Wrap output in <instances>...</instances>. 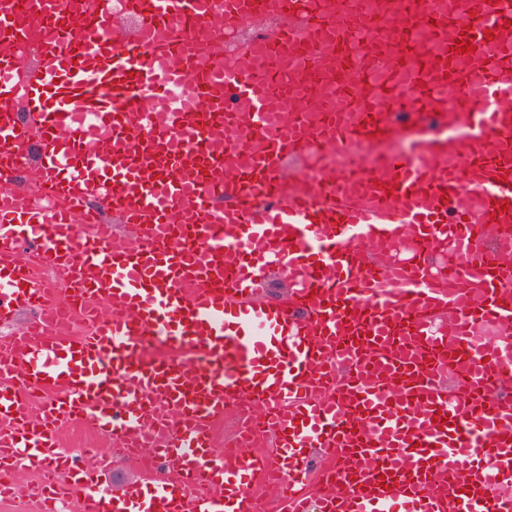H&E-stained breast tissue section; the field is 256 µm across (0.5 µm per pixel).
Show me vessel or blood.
<instances>
[{"label": "vessel or blood", "mask_w": 512, "mask_h": 512, "mask_svg": "<svg viewBox=\"0 0 512 512\" xmlns=\"http://www.w3.org/2000/svg\"><path fill=\"white\" fill-rule=\"evenodd\" d=\"M371 2L336 0L327 138L300 110L272 130L294 85L323 88L312 0H280L289 27L265 29L263 74L244 52L208 74L180 52L196 22L256 27L257 0H131L126 14L98 0L89 15L26 0L49 29L37 43L17 0H0V322L30 314L0 336V470L40 469L38 512L70 497L82 512H257L259 482L285 512H512V159L496 150L512 131V0L448 14ZM155 27L166 43L144 39ZM285 52L302 67L276 71ZM404 78L419 98L392 107ZM347 107L357 125L341 124ZM450 124L466 138L438 136ZM400 125L407 148L312 177L330 147ZM247 140L263 149L237 163ZM299 157L308 171L294 178L285 162ZM24 179L68 207L15 208ZM362 183L378 189L366 206L350 199ZM188 199L180 238L169 226ZM26 244L49 276L23 261ZM382 245L387 268L369 256ZM449 247L444 276L433 258ZM273 267L288 299L258 293ZM73 295L88 321L76 335L56 328ZM241 407L271 438L265 456L240 429L212 449L214 422ZM75 422L113 443L87 467L61 453ZM130 448L175 477L110 497L101 479ZM322 454L336 464L320 475Z\"/></svg>", "instance_id": "1"}]
</instances>
